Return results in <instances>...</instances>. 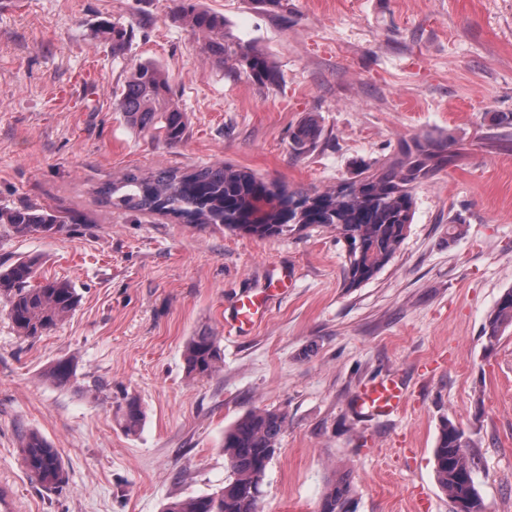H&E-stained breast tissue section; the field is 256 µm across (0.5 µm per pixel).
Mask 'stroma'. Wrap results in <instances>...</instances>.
I'll return each mask as SVG.
<instances>
[{"mask_svg": "<svg viewBox=\"0 0 512 512\" xmlns=\"http://www.w3.org/2000/svg\"><path fill=\"white\" fill-rule=\"evenodd\" d=\"M224 37L260 50L273 85L208 59L176 0H0V207L83 215L54 235L0 230V262L38 256L71 282L74 313L19 337L0 299V484L17 512H161L229 477L224 432L241 415L287 416L258 512H319L346 474L350 512H453L433 450L444 419L465 431L484 512H512V329L487 348L483 326L512 289V0H199ZM133 29L112 54L102 22ZM159 64L186 115L181 143L152 140L115 106L133 65ZM321 136L297 155L291 134ZM445 137L462 153L415 185L414 220L392 261L343 284L335 230L256 238L162 213L112 208L98 188L131 170L248 168L293 191H324L401 144ZM288 272L250 333L231 328L243 293ZM209 331L221 370L188 376L183 349ZM60 360L77 381L45 374ZM399 374L402 411L356 415L362 386ZM146 418L128 435L120 393ZM40 433L66 482L43 488L18 435ZM320 135L315 119H306L291 134L294 151L298 154L309 152L315 147Z\"/></svg>", "mask_w": 512, "mask_h": 512, "instance_id": "stroma-1", "label": "stroma"}]
</instances>
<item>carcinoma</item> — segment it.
Returning a JSON list of instances; mask_svg holds the SVG:
<instances>
[{
    "label": "carcinoma",
    "instance_id": "obj_1",
    "mask_svg": "<svg viewBox=\"0 0 512 512\" xmlns=\"http://www.w3.org/2000/svg\"><path fill=\"white\" fill-rule=\"evenodd\" d=\"M181 18L205 37L204 50L219 63L235 66L255 81L273 83L277 75L259 51L224 40V17L200 7L198 0H179ZM112 55L125 54L131 30L114 22ZM117 109L128 123L152 139L178 144L185 129L184 112L171 101V86L163 70L150 61L135 64L120 93ZM321 135L313 118L291 134L298 154L312 150ZM460 153L448 141H428L400 150L378 168L366 163L356 175L324 192L290 191L246 168L203 166L191 170L169 169L154 175L127 173L98 190L118 209L172 214L189 224H220L260 238L282 235L310 226L331 225L346 250L344 286L356 288L372 280L394 258L412 224L415 199L412 184L455 163ZM82 216L61 217L35 206L0 207V228L17 236L52 235L67 224H81ZM0 296L7 301L6 316L18 335L40 337L71 316L79 296L67 280L41 275V261L32 256L8 266L0 265ZM512 328V289L499 299L483 327L487 348H494ZM183 358L187 373L210 377L224 362L218 337L204 331L186 343ZM49 380L66 386L76 378L71 362L62 360L48 371ZM122 430L132 435L141 427L145 412L141 402L126 395L116 406ZM287 423L284 413L272 409L250 411L224 431V456L231 478L211 494L173 500L162 512H257V502L268 463ZM464 429L450 420L442 422L434 464L437 481L459 507L483 512L476 489V463ZM25 470L41 486L56 488L66 481L61 455L40 434L20 437ZM352 486L341 476L327 487L320 512H348Z\"/></svg>",
    "mask_w": 512,
    "mask_h": 512
}]
</instances>
